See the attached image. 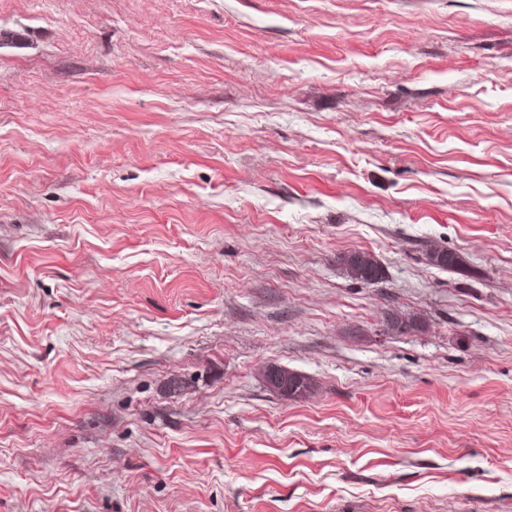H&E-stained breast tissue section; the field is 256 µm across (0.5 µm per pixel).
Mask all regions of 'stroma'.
Returning a JSON list of instances; mask_svg holds the SVG:
<instances>
[{
    "mask_svg": "<svg viewBox=\"0 0 512 512\" xmlns=\"http://www.w3.org/2000/svg\"><path fill=\"white\" fill-rule=\"evenodd\" d=\"M0 512H512V0H0ZM347 273L355 280L367 284L377 283L383 274L381 265L370 256L360 252H351L342 259ZM265 381L274 391L287 397H299L311 387L306 376L283 367L268 368Z\"/></svg>",
    "mask_w": 512,
    "mask_h": 512,
    "instance_id": "stroma-1",
    "label": "stroma"
}]
</instances>
